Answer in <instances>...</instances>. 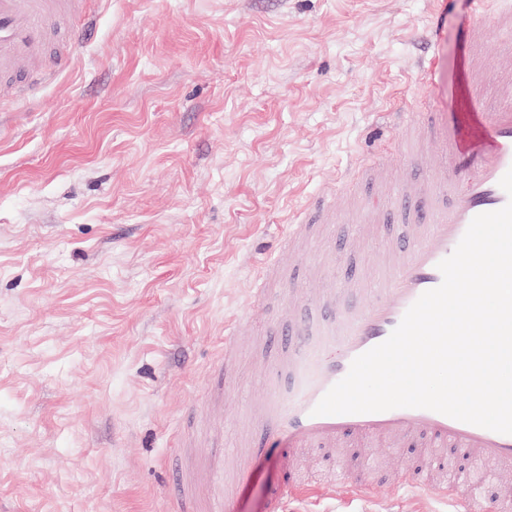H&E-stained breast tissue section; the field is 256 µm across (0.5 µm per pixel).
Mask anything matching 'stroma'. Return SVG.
Here are the masks:
<instances>
[{"label":"stroma","mask_w":512,"mask_h":512,"mask_svg":"<svg viewBox=\"0 0 512 512\" xmlns=\"http://www.w3.org/2000/svg\"><path fill=\"white\" fill-rule=\"evenodd\" d=\"M473 0H87L90 29L34 99L0 106V512H177L165 461L241 463L249 405L282 339L253 310L224 372V326L296 212L335 188L420 80L434 10L433 111L471 138ZM336 221L288 258L291 285L355 273L393 231L337 191ZM374 474L426 443L359 438ZM225 486L269 512L285 474L255 455ZM298 512H448L392 482L332 479Z\"/></svg>","instance_id":"stroma-1"}]
</instances>
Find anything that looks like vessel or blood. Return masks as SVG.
<instances>
[{
    "label": "vessel or blood",
    "instance_id": "obj_1",
    "mask_svg": "<svg viewBox=\"0 0 512 512\" xmlns=\"http://www.w3.org/2000/svg\"><path fill=\"white\" fill-rule=\"evenodd\" d=\"M86 0H0V76L10 81L11 101L36 93L32 76L51 41L65 33L67 45L78 43L79 21ZM512 34V0H476V10L463 33L472 48H479L487 27ZM499 92L491 111L480 113V132L470 140L450 134L435 115H428L439 162L426 179H407L400 187L382 185L361 202L363 213L378 224L409 225L405 234L391 235L381 263L363 273L322 283L313 295L326 316L311 320L294 309L276 306L288 342L270 372V389L253 408L254 435L246 448H254L255 435L274 440L265 454L288 461L306 448L344 444L355 437L401 442L409 436L430 442L438 454L426 464H410L399 485L447 500L451 512H512V483L501 482L493 495L465 483L449 482L443 472L460 457L478 458L512 473V435L497 433L444 414L414 408L377 413L314 415L325 393L346 376L352 361L384 342L419 296L437 287L442 275L438 263L452 254L472 219L498 210L508 198L499 182L512 169V55L500 59ZM397 155L411 159L408 148L412 123L408 113L397 112L390 124ZM396 195L397 206L384 208L381 200ZM328 207L309 204L288 226L279 250L289 253L310 223L327 221ZM286 282L285 265L275 258L264 262L250 304L265 303L274 285ZM352 454L336 459L338 475L346 479L352 496L372 487L366 477L351 474ZM214 490L210 512H229L224 495V467L209 473ZM317 489L288 479L276 488L270 512H287L290 503L316 495Z\"/></svg>",
    "mask_w": 512,
    "mask_h": 512
}]
</instances>
